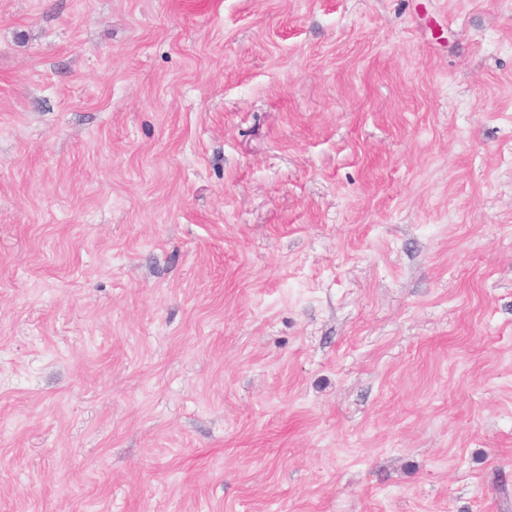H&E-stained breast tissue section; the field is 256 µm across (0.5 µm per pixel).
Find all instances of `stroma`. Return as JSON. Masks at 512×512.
<instances>
[{"label": "stroma", "instance_id": "stroma-1", "mask_svg": "<svg viewBox=\"0 0 512 512\" xmlns=\"http://www.w3.org/2000/svg\"><path fill=\"white\" fill-rule=\"evenodd\" d=\"M0 512H512V0H0Z\"/></svg>", "mask_w": 512, "mask_h": 512}]
</instances>
